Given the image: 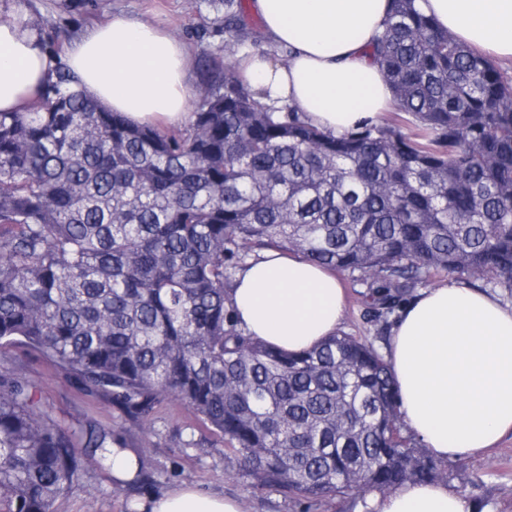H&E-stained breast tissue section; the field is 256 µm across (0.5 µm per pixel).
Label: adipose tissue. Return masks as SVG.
I'll return each instance as SVG.
<instances>
[{"label":"adipose tissue","instance_id":"1","mask_svg":"<svg viewBox=\"0 0 512 512\" xmlns=\"http://www.w3.org/2000/svg\"><path fill=\"white\" fill-rule=\"evenodd\" d=\"M437 25L475 50L512 62V0H417ZM390 0H252L274 55H244L238 72L262 102H284L310 124L343 134L381 123L393 96L372 45ZM69 70L108 109L135 124L189 120L186 47L164 27L113 16L72 44ZM56 65L17 0L0 20V112H24ZM231 297L240 327L301 352L337 334L345 295L331 270L265 252L239 269ZM383 354L403 422L434 458L485 454L512 434V305L450 281L401 309ZM372 512H472L440 483L409 484L373 497ZM140 512H243L232 498L182 484L139 504Z\"/></svg>","mask_w":512,"mask_h":512}]
</instances>
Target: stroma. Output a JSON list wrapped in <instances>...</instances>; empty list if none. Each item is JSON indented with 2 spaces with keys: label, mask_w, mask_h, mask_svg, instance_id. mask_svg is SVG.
I'll return each mask as SVG.
<instances>
[{
  "label": "stroma",
  "mask_w": 512,
  "mask_h": 512,
  "mask_svg": "<svg viewBox=\"0 0 512 512\" xmlns=\"http://www.w3.org/2000/svg\"><path fill=\"white\" fill-rule=\"evenodd\" d=\"M28 19L38 24L46 48L57 50L86 30L123 13L162 25L188 47L191 87H198L202 64L218 69L237 65L242 54H264L269 44L259 18L244 9L236 32L224 23L225 0H24ZM36 387L52 416L69 429L89 425L112 431L140 454L149 475L134 487L116 485L111 471L85 457V478L61 498L56 512H132L134 503L184 483L201 492L239 499L246 512H363L355 497L318 504L277 490L255 487L237 456L175 396L161 398L145 421L131 423L110 401L88 396L78 383L44 355L17 344L0 350ZM444 480L449 490L467 497L474 512H512V434L489 454L449 460Z\"/></svg>",
  "instance_id": "1"
}]
</instances>
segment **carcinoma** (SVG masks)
Returning a JSON list of instances; mask_svg holds the SVG:
<instances>
[{
    "instance_id": "obj_1",
    "label": "carcinoma",
    "mask_w": 512,
    "mask_h": 512,
    "mask_svg": "<svg viewBox=\"0 0 512 512\" xmlns=\"http://www.w3.org/2000/svg\"><path fill=\"white\" fill-rule=\"evenodd\" d=\"M373 55L392 116L341 135L208 64L179 129L130 123L61 68L31 111L0 112V347L53 359L131 422L174 395L290 498L444 478L373 342L289 353L230 299L271 248L350 274L380 335L436 278L512 295V77L416 0H392ZM110 436L63 429L0 358V512H55L83 457L109 467Z\"/></svg>"
}]
</instances>
